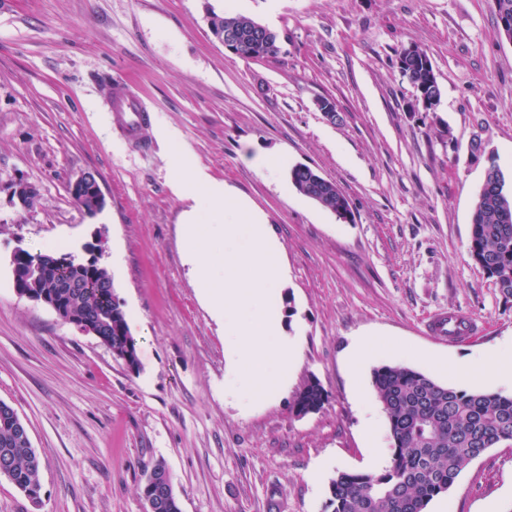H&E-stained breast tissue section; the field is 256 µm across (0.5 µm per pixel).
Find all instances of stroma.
<instances>
[{
	"label": "stroma",
	"mask_w": 512,
	"mask_h": 512,
	"mask_svg": "<svg viewBox=\"0 0 512 512\" xmlns=\"http://www.w3.org/2000/svg\"><path fill=\"white\" fill-rule=\"evenodd\" d=\"M251 16L285 39L278 57L244 59L209 31L210 13ZM416 46L441 88L432 112L395 52ZM124 81L152 121L120 136L102 87ZM334 102L337 116L320 112ZM261 210L283 246L280 307L301 354L286 386L226 393L224 328L182 257L185 201L172 155ZM512 186V43L493 0H0V400L42 458L41 504L0 480V512H144L156 460L182 512H325L341 471L390 465L371 372L404 365L465 390H494L458 368L512 341V303L469 258L473 202L488 163ZM302 164L336 181L339 220L288 178ZM98 174L105 206L87 215L69 184ZM38 196L22 208L18 181ZM100 262L134 338L128 372L95 336L20 297L10 255L71 253ZM448 310L473 317L459 340L429 336ZM371 344L352 370L348 351ZM329 398L296 414L304 384ZM427 512H512V447L471 462Z\"/></svg>",
	"instance_id": "1"
}]
</instances>
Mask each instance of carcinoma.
<instances>
[{"instance_id": "1", "label": "carcinoma", "mask_w": 512, "mask_h": 512, "mask_svg": "<svg viewBox=\"0 0 512 512\" xmlns=\"http://www.w3.org/2000/svg\"><path fill=\"white\" fill-rule=\"evenodd\" d=\"M224 26L242 27L240 45L234 54L246 58L280 54L277 40L262 42L251 31L257 21L244 15H215ZM397 68L416 90V100L427 110L441 101V89L427 54L420 48L410 54L397 52ZM296 165L290 178L299 193L324 209L344 217L338 201L346 195L333 181L313 177ZM471 260L498 286L505 301H512V188L499 167L491 163L477 194L467 244ZM50 264L33 282L31 290L59 295L63 317L111 320L101 331L100 342L109 350L128 348L137 352L129 332L126 313L115 297L112 279L103 267L75 268L56 263L57 254L25 252ZM372 386L386 415L393 453L391 465L381 473L341 471L332 479L327 508L330 512H425L436 497L447 493L463 469L489 449L512 440V395L485 390H458L441 384L421 371L402 365H382L372 371ZM328 394L316 380L298 393L295 408L307 414L323 407ZM16 417L0 400V474L33 504L41 500L39 472L42 465L26 435L15 434ZM165 462L156 461L141 485V495L157 496L151 475L164 472Z\"/></svg>"}]
</instances>
